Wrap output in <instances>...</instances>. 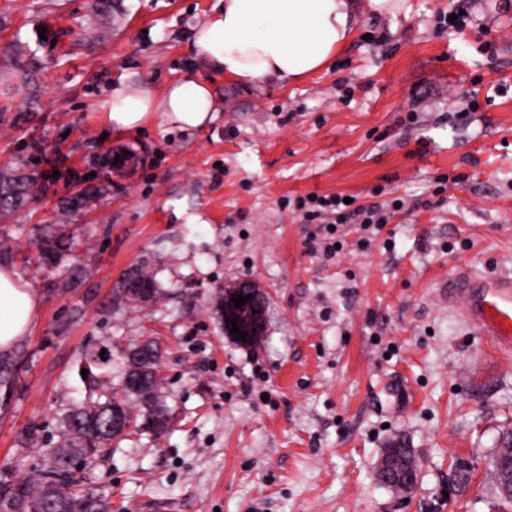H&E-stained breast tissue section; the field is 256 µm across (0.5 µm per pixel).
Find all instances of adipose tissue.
Listing matches in <instances>:
<instances>
[{
	"label": "adipose tissue",
	"mask_w": 512,
	"mask_h": 512,
	"mask_svg": "<svg viewBox=\"0 0 512 512\" xmlns=\"http://www.w3.org/2000/svg\"><path fill=\"white\" fill-rule=\"evenodd\" d=\"M382 16L400 10L399 0H224L221 13L195 33L199 56L225 79L238 83L295 80L326 69L356 36L362 8ZM216 110L211 82L187 73L168 82L160 94L112 88L107 123L139 128L161 114L183 129L208 124ZM40 296L0 264V352L13 351L28 334L40 309Z\"/></svg>",
	"instance_id": "adipose-tissue-1"
}]
</instances>
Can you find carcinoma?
Returning <instances> with one entry per match:
<instances>
[{
    "label": "carcinoma",
    "instance_id": "1",
    "mask_svg": "<svg viewBox=\"0 0 512 512\" xmlns=\"http://www.w3.org/2000/svg\"><path fill=\"white\" fill-rule=\"evenodd\" d=\"M40 173L24 163L14 169L0 172V214L16 210L30 197L41 192ZM104 192L102 187H92L67 202L71 210L89 206L93 199ZM41 254L53 265L68 249L64 239L53 236L40 238ZM136 281L149 289L147 301L153 303L161 297V288L155 275L143 266L129 269L122 277L117 297L119 300L140 302L132 295L128 285ZM122 372L119 383L104 387L110 377L101 378L88 372L86 384L88 401L70 411L63 419L65 431L57 445L51 449L52 467L37 476H18L14 473L0 475V512H31L39 497L51 489L57 493L56 502L61 512H110L109 503L90 490L76 488L64 462L79 454L95 457L105 441L122 439L123 432L116 423L134 426L162 437L168 430L167 410L159 394L157 367L161 349L152 341L128 346L120 353ZM17 364L14 355H0V406L13 392V379ZM138 406L132 413L130 403Z\"/></svg>",
    "mask_w": 512,
    "mask_h": 512
}]
</instances>
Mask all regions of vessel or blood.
Segmentation results:
<instances>
[{"instance_id":"obj_1","label":"vessel or blood","mask_w":512,"mask_h":512,"mask_svg":"<svg viewBox=\"0 0 512 512\" xmlns=\"http://www.w3.org/2000/svg\"><path fill=\"white\" fill-rule=\"evenodd\" d=\"M454 289L466 300V313L480 336L503 352L512 351V276L492 281L460 273Z\"/></svg>"}]
</instances>
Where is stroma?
<instances>
[{"label":"stroma","mask_w":512,"mask_h":512,"mask_svg":"<svg viewBox=\"0 0 512 512\" xmlns=\"http://www.w3.org/2000/svg\"><path fill=\"white\" fill-rule=\"evenodd\" d=\"M457 5L362 14L333 66L244 85L193 51L222 0H112L106 15L92 0H0V168L32 160L43 175L0 218V263L42 297L0 414V470L48 465L85 399L86 351L152 338L168 433L131 434L76 473L112 512H512L490 465L512 431V354L448 297L458 271L512 273V8L478 0L463 32L442 33ZM190 71L215 85L207 126L105 122L114 83L157 93ZM99 185L96 204L65 210ZM310 193L398 207L366 245L339 225L326 258L312 247L323 224L295 206ZM48 226L72 249L50 269L36 243ZM140 263L161 299L118 302ZM240 283L267 299L250 346L221 317ZM398 446L421 471L409 498L374 478Z\"/></svg>","instance_id":"obj_1"}]
</instances>
